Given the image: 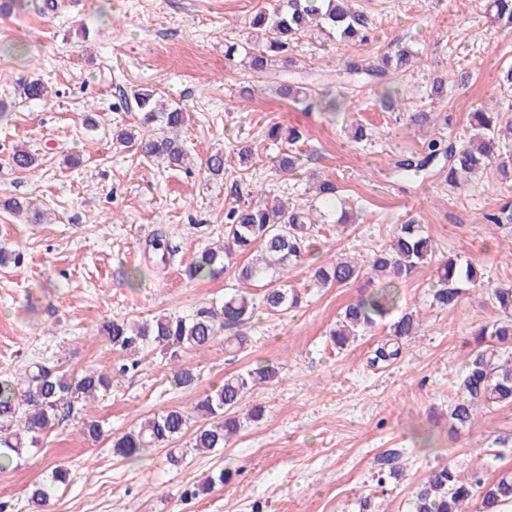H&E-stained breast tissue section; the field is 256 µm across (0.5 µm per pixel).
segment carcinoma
Returning a JSON list of instances; mask_svg holds the SVG:
<instances>
[{
	"mask_svg": "<svg viewBox=\"0 0 512 512\" xmlns=\"http://www.w3.org/2000/svg\"><path fill=\"white\" fill-rule=\"evenodd\" d=\"M489 8L497 25L512 29V0H489ZM248 27L263 31V41L251 44L227 40L224 58L232 62L242 55L248 60L249 69L257 74L288 72L293 64L290 51L307 34L332 43H365L371 37L368 16L353 8L350 0H284L271 11L254 14ZM418 62V53L402 48L385 54L379 63L364 65L347 59L343 71L349 82L368 78L388 83ZM278 91L295 105L309 109L316 105L310 86L294 77L280 80ZM17 93L26 100L37 101L49 95L39 79L19 84ZM125 108L141 114V127L156 125L158 132L144 135L135 128H125L118 131V141L170 166L188 164V154L179 139L188 119L184 107L167 103L157 92L148 89L135 92L133 102L125 104ZM469 125L472 135L464 145L433 138L422 155L393 162L392 172L408 179L436 164L447 170L448 188L456 189L494 167H508L512 162V116L477 110L469 114ZM265 137L275 144L288 145V150L277 156L276 164L281 172L298 168L300 156L295 152V145L302 134L297 128L274 124L267 128ZM11 163L23 171L39 167L37 157L22 148L14 149ZM225 166L222 151L210 154L204 163L208 176L215 180L224 178ZM316 200L344 208L338 187L330 179L318 184ZM321 217V211L314 205L304 208L286 199L271 200L262 188L250 192L247 203L226 209L223 243L199 252L184 269V276L189 281L211 279L226 269V260L232 255H242L246 261L236 267L234 277L242 283L267 282L261 299L257 301L238 290L224 296L218 307L202 308L191 316L169 313L141 323L112 319L103 325L112 349L130 358V363L122 364L119 372L140 367L142 360L138 354L143 351L157 350L173 359L205 348L221 337L227 353L244 349L258 309L286 314L301 303L300 291L288 284V271L312 256V228ZM511 219L512 214L505 205L496 212L483 213L481 223L497 227ZM434 257L430 236L422 225L411 220L397 225L390 244L381 250L360 259L336 258L313 266L311 282L315 288L345 287L368 274L383 281L371 295L348 304L340 313L336 328L330 331L336 349L345 348L351 339L396 309L401 301L399 284L408 281ZM465 283L475 288L483 286L473 265H463L454 259L441 262L437 282L430 292L432 304L439 309L455 307ZM488 299L500 312V318L481 326L476 333L478 349L471 354L463 371L464 397L456 400L450 409V419L460 426L471 424L482 404L512 405V353L501 352L496 346L498 342L512 343V286L490 289ZM420 327V312L410 309L402 312L390 324L391 338L377 348V358H398L401 340L417 335ZM278 378L279 367L268 362H257L244 373L226 376L222 384L205 394L191 410L163 411L113 438V456L129 460L142 457L151 448L166 447L188 432L193 418L200 420V424L193 432L192 447L201 451L222 448L239 432L241 423L236 409L249 387ZM173 381L180 387L194 385L198 377L193 365L182 361L173 372ZM111 387L112 373L95 367L71 377L33 363L19 376H0V463L35 446L44 431L71 412L76 401L93 399ZM231 479L232 473L221 469L186 491L185 497L195 498ZM69 480L68 467H53L48 480L33 486L30 502L38 508L48 505L56 489ZM477 493L481 496V512H498L500 506L512 502V474L487 485L478 471L463 479L449 463L436 467L417 486L411 512H463L462 505Z\"/></svg>",
	"mask_w": 512,
	"mask_h": 512,
	"instance_id": "carcinoma-1",
	"label": "carcinoma"
}]
</instances>
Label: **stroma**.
<instances>
[{
	"label": "stroma",
	"mask_w": 512,
	"mask_h": 512,
	"mask_svg": "<svg viewBox=\"0 0 512 512\" xmlns=\"http://www.w3.org/2000/svg\"><path fill=\"white\" fill-rule=\"evenodd\" d=\"M58 2L46 12L43 0H24L0 17V103L8 107L0 120V200L49 214L35 224L0 208V250L22 253L20 264L0 266V375L43 362L72 375L95 366L115 376L107 394L75 404L44 433L38 452L0 470V512H34L28 492L57 464L70 466L75 481L57 491L50 512H410L414 485L438 465L452 463L464 476L479 468L490 482L512 472V406L480 407L456 431L448 419L471 333L498 312L472 288L453 309L430 307L435 265L401 289V308L421 310L423 326L387 363L372 361L389 337L387 324L341 352L328 339L364 283L316 288L304 266L288 275L306 295L303 307L258 313L251 346L237 355L225 354L220 340L189 352L200 376L190 388L173 384L170 358L156 351L144 354L141 369L119 373L124 356L102 330L116 317L190 315L222 300L237 286L232 271L195 282L183 270L223 238L225 206L257 185L306 205L314 175L335 181L341 197L362 210L357 224H316L318 260L370 254L388 244L397 224L416 218L437 258L469 259L491 286L512 285V221L479 222L512 202V182L492 175L452 191L435 169L408 184L390 171L427 139L408 126V113L447 116L439 130L460 142L473 109L512 104L492 92L500 67L512 63V31L491 28L486 0H355L374 27L369 43L325 48L306 36L293 52L299 68L323 75L314 87L322 105L309 111L280 97L270 79L224 59L225 40H246V19L278 0ZM396 42L420 52L422 63L405 73L408 97L392 110L386 85L349 86L341 69L345 57L375 61ZM437 77L447 84L434 98ZM33 78L50 88L49 103L18 96V83ZM142 88L189 110L181 140L196 159L191 169L113 142V133L138 125V113L122 104ZM331 100L353 107L334 118L324 107ZM350 121L366 127L369 141H349ZM274 123L304 133L297 175L274 166L277 150L264 137ZM17 146L39 156L38 170L10 166ZM243 146L253 151L246 167L237 155ZM218 149L228 165L215 181L203 163ZM158 236L161 253L150 245ZM258 361L279 365L280 378L249 391L244 408L260 404L265 415L224 447L200 454L182 437L176 467L164 448L137 461L113 456V436L154 413L191 407L226 375ZM84 418L101 422L100 440L79 432ZM223 468L234 473L230 483L185 499L193 483Z\"/></svg>",
	"instance_id": "35a3bbf8"
}]
</instances>
